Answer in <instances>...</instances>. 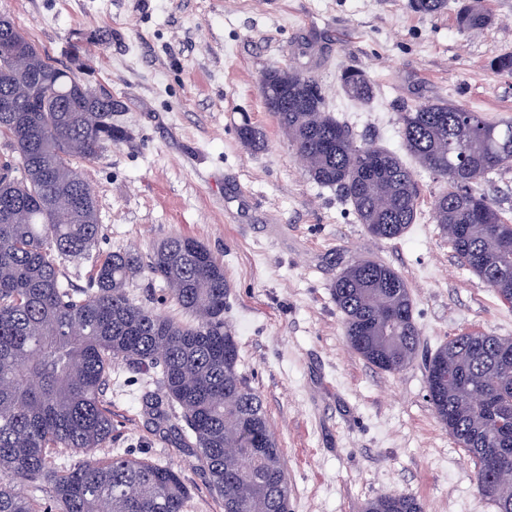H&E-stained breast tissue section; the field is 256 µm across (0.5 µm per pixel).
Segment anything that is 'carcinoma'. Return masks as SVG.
I'll list each match as a JSON object with an SVG mask.
<instances>
[{"mask_svg":"<svg viewBox=\"0 0 512 512\" xmlns=\"http://www.w3.org/2000/svg\"><path fill=\"white\" fill-rule=\"evenodd\" d=\"M436 14L445 0H411ZM491 18L477 4L458 18L479 30ZM30 49L31 67L49 75L43 91L7 64V49ZM262 77L288 92L287 105L265 101L295 152L308 158L317 184L340 190L357 220L377 238L396 239L415 223L418 192L402 158L359 142L326 110L318 80L276 66ZM344 90L367 103L373 89L353 68ZM78 73L59 67L14 24L0 19V93L17 112H0V140L11 157L0 163V512H185L189 488L181 472L150 460L112 457L59 469L51 459L68 451L93 453L112 436L103 391L112 364L122 361L157 376L160 393L142 398L156 427L205 473L223 512H289L282 449L261 396L238 372L239 347L224 325L229 285L224 265L200 241L172 236L143 256L132 250L93 256L101 225L93 189L78 169L97 159L127 130L112 123V98L79 90ZM33 100L42 111L28 112ZM246 147L260 132L245 122ZM403 146L443 190L432 222L448 236L458 260L498 298L512 304V287L497 273L512 270V224L477 185L512 169V122L445 100L401 113ZM21 173L16 177L15 173ZM95 258L93 287L74 292L60 279L56 259ZM145 275L192 320L175 321L136 302L128 288ZM331 295L348 346L381 371L399 373L414 360L420 330L410 289L393 268L366 257L340 272ZM429 401L439 423L474 462L481 493L497 512H512V337L465 332L426 363ZM486 387L487 400L469 392ZM43 492L27 496L18 484ZM363 512H424L414 496L388 493Z\"/></svg>","mask_w":512,"mask_h":512,"instance_id":"carcinoma-1","label":"carcinoma"}]
</instances>
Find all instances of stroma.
Returning <instances> with one entry per match:
<instances>
[{"label": "stroma", "instance_id": "1", "mask_svg": "<svg viewBox=\"0 0 512 512\" xmlns=\"http://www.w3.org/2000/svg\"><path fill=\"white\" fill-rule=\"evenodd\" d=\"M471 2L448 0L429 15L410 0H0V16L122 106L129 138L83 167L100 253L146 254L183 235L223 263L224 320L283 450L290 512H362L393 492L417 497L425 512H495L472 460L433 414L424 358L464 331L512 337V305L461 266L433 224L441 187L428 171L414 170L415 224L397 239L373 237L340 192L308 178L261 86L272 66L312 74L356 139L398 153L400 114L418 103L512 120V74L490 68L512 53V0H482L492 22L467 32L457 15ZM348 67L370 79L369 104L345 94ZM245 120L260 146L239 141ZM363 256L396 270L414 301L419 356L396 374L349 348L331 295ZM158 389L137 367L113 365L107 454L180 470L186 512H222L191 457L145 414L143 394Z\"/></svg>", "mask_w": 512, "mask_h": 512}]
</instances>
